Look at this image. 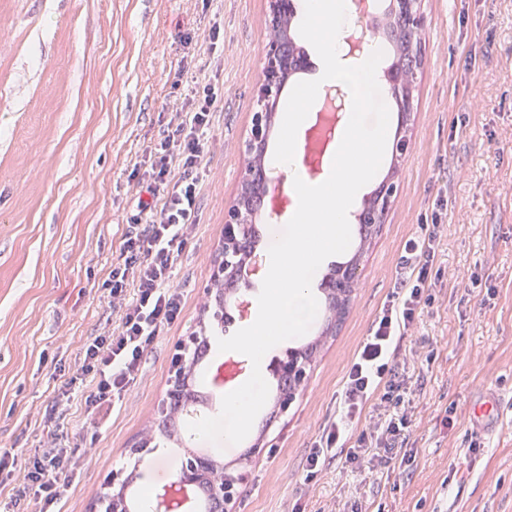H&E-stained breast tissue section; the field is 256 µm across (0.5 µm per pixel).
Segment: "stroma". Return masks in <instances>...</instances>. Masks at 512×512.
I'll use <instances>...</instances> for the list:
<instances>
[{
  "mask_svg": "<svg viewBox=\"0 0 512 512\" xmlns=\"http://www.w3.org/2000/svg\"><path fill=\"white\" fill-rule=\"evenodd\" d=\"M419 8L422 66L398 187L337 335L262 440L197 442L242 473L237 512H512V0ZM268 16L269 0H0V448L15 456L0 470V507L46 444L42 418L88 339L119 321L100 284L133 228L148 151L174 101L209 82L221 99L199 222L172 280L182 320L146 350L142 380L112 412L61 512H103L105 483L133 468L153 491L179 474L175 455L146 442L221 261L259 110ZM437 216L443 285L395 356L417 384L406 460L351 471L342 446L305 482L402 247ZM470 275L481 287H465ZM91 388L71 389L58 427L78 454L92 431Z\"/></svg>",
  "mask_w": 512,
  "mask_h": 512,
  "instance_id": "1",
  "label": "stroma"
}]
</instances>
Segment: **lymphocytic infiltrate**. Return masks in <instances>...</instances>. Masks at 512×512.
<instances>
[{"label": "lymphocytic infiltrate", "instance_id": "f902f5d3", "mask_svg": "<svg viewBox=\"0 0 512 512\" xmlns=\"http://www.w3.org/2000/svg\"><path fill=\"white\" fill-rule=\"evenodd\" d=\"M217 98L215 86L193 89L188 102L174 114L172 134L151 152V170L142 184L146 196L139 201L149 223L143 233L125 236L119 261L102 283L122 309L120 323L86 345L83 361L73 375L74 380L93 382L85 398L90 418H98L103 405H117L135 388L146 349L182 318L184 305L172 285V272L197 222L200 174L206 167ZM434 240L431 233L406 240L397 290L351 364L341 417L327 425L316 440L307 458L306 480L317 477L321 459L336 448L346 425L360 419L373 395H380L387 407L402 403L404 387L396 379L391 355L396 338L413 327L418 309L431 300L430 290L436 285L430 276ZM130 289L135 292L131 299L126 296ZM408 426L407 416L401 415L362 430L348 463L363 460L370 448L383 449L386 461H393ZM78 476L73 450L62 436H53L49 448L29 459L24 481L12 500L17 503L32 497L39 500L41 512H56Z\"/></svg>", "mask_w": 512, "mask_h": 512}]
</instances>
